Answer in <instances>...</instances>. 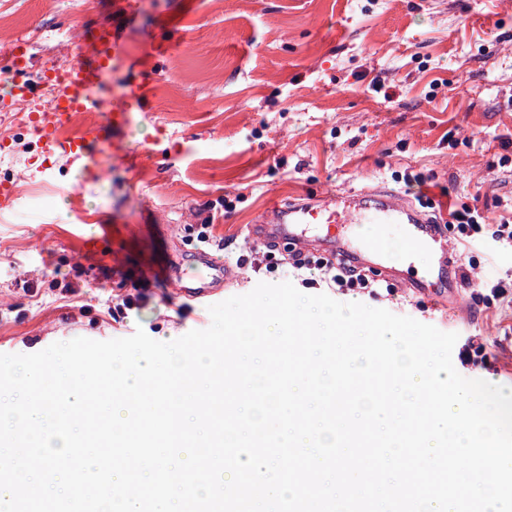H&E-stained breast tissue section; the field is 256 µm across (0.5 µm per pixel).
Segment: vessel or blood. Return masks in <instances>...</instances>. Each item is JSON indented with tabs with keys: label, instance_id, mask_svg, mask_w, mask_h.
Here are the masks:
<instances>
[{
	"label": "vessel or blood",
	"instance_id": "vessel-or-blood-1",
	"mask_svg": "<svg viewBox=\"0 0 512 512\" xmlns=\"http://www.w3.org/2000/svg\"><path fill=\"white\" fill-rule=\"evenodd\" d=\"M79 43L89 48L91 60L79 61L70 72L66 83L60 86L56 109L44 111L37 103L44 88L56 81L52 67H43L35 79H28L29 56L25 40L9 46L1 56L7 61L8 91L0 96L1 103L22 99L30 103L26 127L50 153L77 164L84 180L97 179L100 174L99 149L110 143L113 132L126 129L130 111L139 105L132 98L125 109L105 112L100 121L83 127L76 134L63 137L58 133L60 120L73 112L93 109L105 86L107 61L116 44V33L104 28H84L78 34ZM321 224H396L401 228V253L410 257L415 251L425 250L437 255L440 265L455 261L447 237L437 231L433 220L409 204L402 195L382 186L362 189L327 198L319 202L293 201L278 213L262 216L251 228L254 239L264 242L275 238L286 239L289 246L304 251L316 250L320 239L311 232L314 223ZM329 242L340 255L356 263L365 260H391L392 253L385 239L367 234L357 241L341 235L330 236ZM202 274L174 280L178 294L190 301L203 300L219 288L233 283L238 277L234 265L220 259L207 247L195 250Z\"/></svg>",
	"mask_w": 512,
	"mask_h": 512
}]
</instances>
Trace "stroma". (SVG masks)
<instances>
[{
	"instance_id": "obj_1",
	"label": "stroma",
	"mask_w": 512,
	"mask_h": 512,
	"mask_svg": "<svg viewBox=\"0 0 512 512\" xmlns=\"http://www.w3.org/2000/svg\"><path fill=\"white\" fill-rule=\"evenodd\" d=\"M91 26L117 36L102 100L121 108L135 83L143 107L94 183L16 131L0 159L19 188L0 207V354L208 328L169 275L193 269L187 240L216 211L233 261L259 214L303 198L382 185L493 219L512 199V0H0V48L37 39L38 67L60 35ZM407 169L426 183L394 182ZM260 251V270L242 267L221 299L289 280L384 308L457 333L456 349L484 343L487 363L457 372L512 388V303L475 305L462 285L451 315L402 287L342 295L286 273L283 247ZM469 258L477 276L512 281V245ZM128 294L138 304L115 312Z\"/></svg>"
}]
</instances>
